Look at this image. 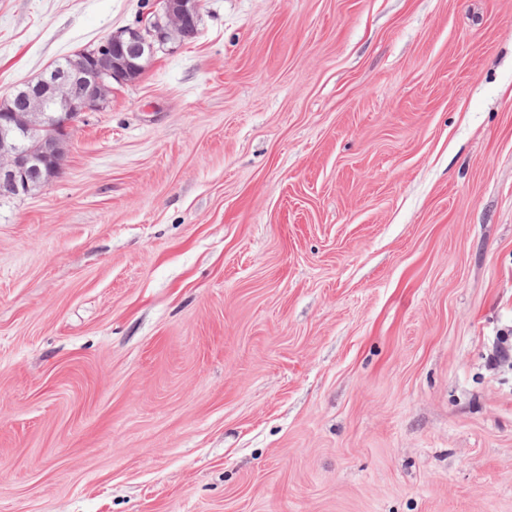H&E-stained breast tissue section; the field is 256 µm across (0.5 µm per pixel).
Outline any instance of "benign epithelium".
Instances as JSON below:
<instances>
[{
    "label": "benign epithelium",
    "instance_id": "benign-epithelium-1",
    "mask_svg": "<svg viewBox=\"0 0 512 512\" xmlns=\"http://www.w3.org/2000/svg\"><path fill=\"white\" fill-rule=\"evenodd\" d=\"M159 4L149 26H126L111 33L98 52L90 55L87 67L55 65L43 72L34 92L24 98L26 110L41 113L42 120L49 122L55 121L54 113L65 112L62 124L66 125L76 113L103 109L112 83L126 81L129 70L139 67L137 60L174 43L176 32H197L199 0H159ZM39 130L34 123L20 125L13 109L0 111V145L4 149L0 152V194L26 195L58 170L64 157V137L42 138L35 152L25 147L21 135L32 138Z\"/></svg>",
    "mask_w": 512,
    "mask_h": 512
}]
</instances>
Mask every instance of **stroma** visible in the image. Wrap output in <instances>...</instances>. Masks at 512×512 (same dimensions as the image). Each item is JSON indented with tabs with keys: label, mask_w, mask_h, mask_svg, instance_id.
<instances>
[{
	"label": "stroma",
	"mask_w": 512,
	"mask_h": 512,
	"mask_svg": "<svg viewBox=\"0 0 512 512\" xmlns=\"http://www.w3.org/2000/svg\"><path fill=\"white\" fill-rule=\"evenodd\" d=\"M158 0H0V101ZM0 201V512H512V0H200Z\"/></svg>",
	"instance_id": "obj_1"
}]
</instances>
